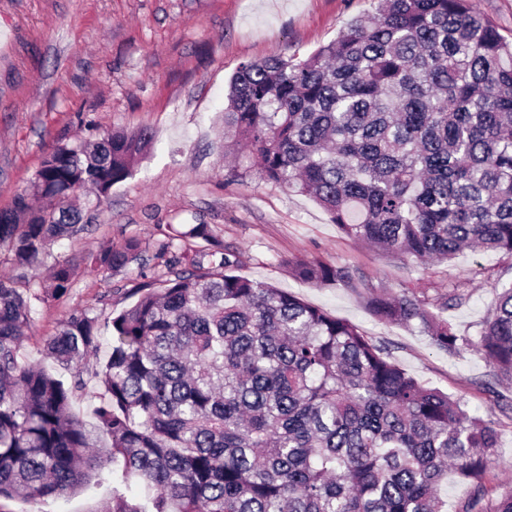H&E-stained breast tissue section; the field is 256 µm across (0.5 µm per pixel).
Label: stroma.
<instances>
[{
	"label": "stroma",
	"instance_id": "1",
	"mask_svg": "<svg viewBox=\"0 0 512 512\" xmlns=\"http://www.w3.org/2000/svg\"><path fill=\"white\" fill-rule=\"evenodd\" d=\"M370 7V0H0V209L29 185L53 142L143 127L153 136L132 177L89 214L85 232L49 247L55 261L134 239L141 264L79 271L69 296L57 300L38 295L47 264L17 270L0 251V276L35 296L21 358L46 364L47 340L76 310L93 308L104 322L129 307L144 279L166 275L155 253L170 227L204 222L225 247L242 252L240 275L349 320L416 379L498 422L487 485L496 495L512 477V411L477 390L489 374L485 360L468 349L448 357L419 330L378 321L358 295L307 284L290 265L350 266L366 284L410 286L429 297L464 285L467 302L447 315L460 335L474 338L502 284L512 281V259L467 251L423 265L383 255L341 235L308 198L254 174L233 177L224 165V101L240 64L306 58Z\"/></svg>",
	"mask_w": 512,
	"mask_h": 512
}]
</instances>
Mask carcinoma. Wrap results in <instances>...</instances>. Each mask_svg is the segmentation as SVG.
<instances>
[{
  "mask_svg": "<svg viewBox=\"0 0 512 512\" xmlns=\"http://www.w3.org/2000/svg\"><path fill=\"white\" fill-rule=\"evenodd\" d=\"M224 133L249 148L233 176L254 171L309 197L341 234L381 254L512 258V43L471 0H373L302 60L242 64ZM150 140L141 128L53 144L30 188L0 210L14 267L82 232L74 193L91 185L100 203ZM187 237L210 251L176 252ZM158 256L168 277L105 325L88 310L60 323L46 353L72 369L69 383L22 361L31 299L0 279V498L36 512L95 480L111 487L109 512H447L440 490L453 476L472 486L457 512H512L511 484L485 496L496 422L420 383L353 323L237 274L242 253L208 224L170 228ZM139 261L134 240L82 259L94 272ZM75 271L52 264L45 293L66 296ZM292 271L350 289L372 315L419 328L450 356L467 346L494 378L512 380V284L467 339L446 315L468 299L460 284L428 299L369 287L349 267ZM103 328L109 352L91 369ZM92 381L88 424L73 408Z\"/></svg>",
  "mask_w": 512,
  "mask_h": 512,
  "instance_id": "cac0c4a2",
  "label": "carcinoma"
}]
</instances>
